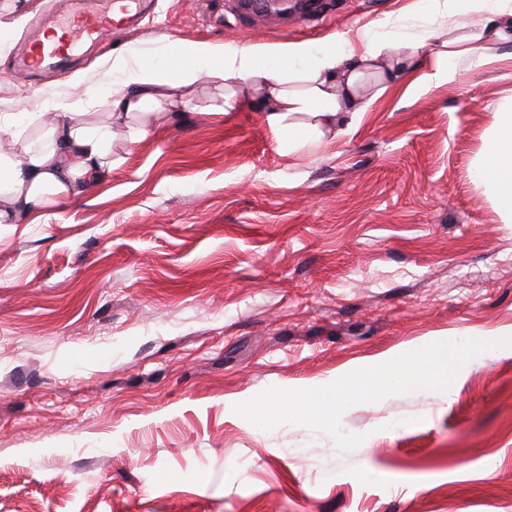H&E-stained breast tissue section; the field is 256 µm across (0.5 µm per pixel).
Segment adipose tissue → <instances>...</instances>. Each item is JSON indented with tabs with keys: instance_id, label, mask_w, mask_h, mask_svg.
I'll use <instances>...</instances> for the list:
<instances>
[{
	"instance_id": "adipose-tissue-1",
	"label": "adipose tissue",
	"mask_w": 512,
	"mask_h": 512,
	"mask_svg": "<svg viewBox=\"0 0 512 512\" xmlns=\"http://www.w3.org/2000/svg\"><path fill=\"white\" fill-rule=\"evenodd\" d=\"M425 35L403 38L392 31L370 36L356 31L358 43L347 54L313 50L304 43L227 47L211 43L179 45V65L163 68L113 55L117 74L103 118L91 120L81 101L56 103L50 114L0 117V224H24L37 212L54 208L109 175L123 157L120 146L148 137L155 117L193 109L201 82L220 92L222 111L241 98L260 95L262 118L276 135V147L295 152L326 137L345 136L366 112L427 55L430 73L418 90L454 82L450 60L481 65L494 45L512 42V0H431ZM40 127L32 142L24 127ZM499 212L512 220V99L501 103L480 163Z\"/></svg>"
}]
</instances>
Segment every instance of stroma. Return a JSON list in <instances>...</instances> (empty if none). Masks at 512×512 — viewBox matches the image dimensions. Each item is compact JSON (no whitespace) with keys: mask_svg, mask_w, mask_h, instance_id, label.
<instances>
[{"mask_svg":"<svg viewBox=\"0 0 512 512\" xmlns=\"http://www.w3.org/2000/svg\"><path fill=\"white\" fill-rule=\"evenodd\" d=\"M334 2L279 28L237 24L224 0H158L31 72L24 46L78 0H0V115L103 99L129 48L167 67L199 41L343 53L338 34L380 20L429 27L430 0ZM511 97L512 43L456 82L397 88L317 149L277 150L256 98L162 118L84 194L1 224L0 512H512V348L447 392L350 407L352 450L236 411L435 341L512 337V223L478 173Z\"/></svg>","mask_w":512,"mask_h":512,"instance_id":"stroma-1","label":"stroma"}]
</instances>
